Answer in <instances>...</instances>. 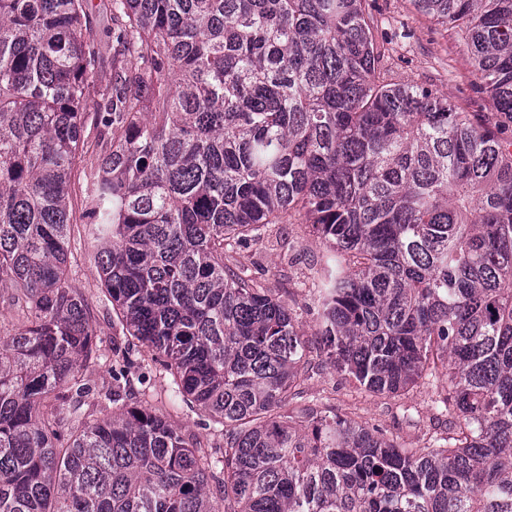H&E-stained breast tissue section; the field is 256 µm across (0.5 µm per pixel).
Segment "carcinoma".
<instances>
[{"label":"carcinoma","mask_w":512,"mask_h":512,"mask_svg":"<svg viewBox=\"0 0 512 512\" xmlns=\"http://www.w3.org/2000/svg\"><path fill=\"white\" fill-rule=\"evenodd\" d=\"M0 0V512H512V0H411L460 35L504 121L388 78L366 0ZM94 112V141L84 137ZM126 333L222 426L209 453L151 409L91 422L96 329L67 276L71 177ZM276 224L325 362L423 380L446 431L409 448L293 406L301 315L233 253ZM91 9L89 15V22L93 30L102 38V43H108L107 38L104 37L103 31L111 25V0H90ZM11 290L0 291V331L8 332L15 329L20 323V316L10 303Z\"/></svg>","instance_id":"obj_1"}]
</instances>
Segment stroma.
Instances as JSON below:
<instances>
[{
  "label": "stroma",
  "mask_w": 512,
  "mask_h": 512,
  "mask_svg": "<svg viewBox=\"0 0 512 512\" xmlns=\"http://www.w3.org/2000/svg\"><path fill=\"white\" fill-rule=\"evenodd\" d=\"M378 32L390 40L391 77L436 87L448 94L466 112L494 116L495 109L486 94L477 90V79L471 72L466 55L457 46V35L413 9L410 0H368ZM86 158H78L72 179V226L69 234L70 262L68 279L79 289L88 304L95 324L98 356L87 361L84 372L100 391L118 389L123 402L147 401L150 406L178 426L198 446H222V438L214 432L209 417L201 411L176 401L169 392L168 374L149 373L148 384H140L148 357L146 349L133 337L125 335L112 304L101 286L98 270L90 255L93 243L85 232L82 204L83 171ZM319 253V246L299 224H279L268 228L259 241L243 247L239 257L251 261L256 277L283 301L300 313L306 336L314 334L312 300L304 283L308 267ZM131 355L135 365L129 382L116 388L111 365ZM310 376L304 385L307 398L342 416L368 422L382 429L398 442L423 447L430 435L443 431L441 422L433 420L430 411L431 388L421 385L410 393L380 398L366 392L354 380L337 373L323 362L315 348L306 351ZM411 409L416 425L405 423L404 409Z\"/></svg>",
  "instance_id": "stroma-1"
}]
</instances>
